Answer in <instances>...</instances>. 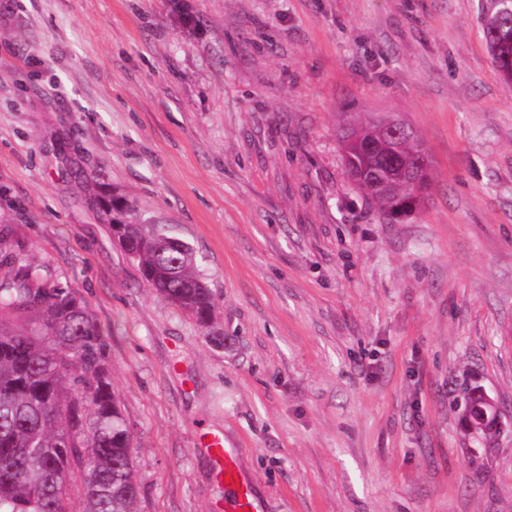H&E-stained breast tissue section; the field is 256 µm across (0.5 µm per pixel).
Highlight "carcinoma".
I'll return each instance as SVG.
<instances>
[{
    "label": "carcinoma",
    "instance_id": "cac0c4a2",
    "mask_svg": "<svg viewBox=\"0 0 512 512\" xmlns=\"http://www.w3.org/2000/svg\"><path fill=\"white\" fill-rule=\"evenodd\" d=\"M383 210L392 197L359 185ZM103 215L122 225L125 253L172 305L207 326L214 294L193 249L115 201ZM0 229V512H137L134 439L112 388L106 340L78 290L51 279ZM480 387L459 394L463 418L482 414ZM81 489V509L68 494Z\"/></svg>",
    "mask_w": 512,
    "mask_h": 512
}]
</instances>
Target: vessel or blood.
Returning <instances> with one entry per match:
<instances>
[{"label": "vessel or blood", "instance_id": "b4317fda", "mask_svg": "<svg viewBox=\"0 0 512 512\" xmlns=\"http://www.w3.org/2000/svg\"><path fill=\"white\" fill-rule=\"evenodd\" d=\"M200 445L208 452L215 480L224 485V512H262V504L240 468L236 453L224 446L223 433H202Z\"/></svg>", "mask_w": 512, "mask_h": 512}]
</instances>
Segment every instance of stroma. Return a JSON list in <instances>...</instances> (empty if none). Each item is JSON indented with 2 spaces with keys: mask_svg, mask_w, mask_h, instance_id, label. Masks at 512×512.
<instances>
[{
  "mask_svg": "<svg viewBox=\"0 0 512 512\" xmlns=\"http://www.w3.org/2000/svg\"><path fill=\"white\" fill-rule=\"evenodd\" d=\"M493 0H13L0 225L84 297L132 427L138 512H212L220 431L264 512H512V84ZM195 17V24L183 21ZM394 116L431 163L390 220L339 133ZM166 224L211 327L99 209ZM498 403L464 434L463 378ZM494 9L484 18L483 26L490 30V50L506 61L512 59V35L504 32L501 26L503 16H512L511 0H494Z\"/></svg>",
  "mask_w": 512,
  "mask_h": 512,
  "instance_id": "35a3bbf8",
  "label": "stroma"
}]
</instances>
